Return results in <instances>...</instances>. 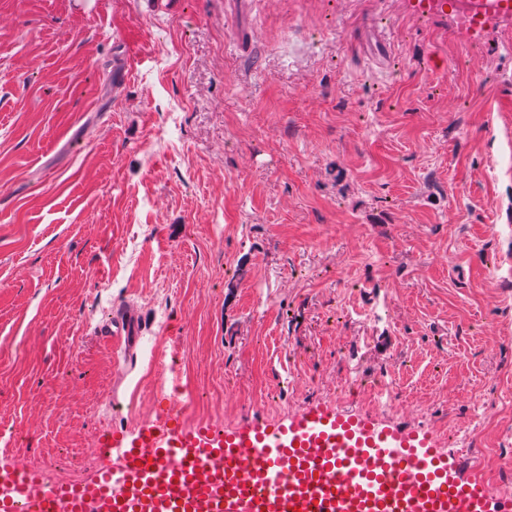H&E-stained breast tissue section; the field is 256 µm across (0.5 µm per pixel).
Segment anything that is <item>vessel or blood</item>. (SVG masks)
<instances>
[{
  "instance_id": "vessel-or-blood-1",
  "label": "vessel or blood",
  "mask_w": 512,
  "mask_h": 512,
  "mask_svg": "<svg viewBox=\"0 0 512 512\" xmlns=\"http://www.w3.org/2000/svg\"><path fill=\"white\" fill-rule=\"evenodd\" d=\"M164 421L112 429L72 481L0 459V512H512L428 433L307 407L219 430Z\"/></svg>"
}]
</instances>
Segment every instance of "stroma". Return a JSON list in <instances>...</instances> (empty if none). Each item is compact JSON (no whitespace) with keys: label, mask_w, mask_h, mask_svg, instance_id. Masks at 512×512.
<instances>
[{"label":"stroma","mask_w":512,"mask_h":512,"mask_svg":"<svg viewBox=\"0 0 512 512\" xmlns=\"http://www.w3.org/2000/svg\"><path fill=\"white\" fill-rule=\"evenodd\" d=\"M511 375L512 23L0 0V454L88 470L176 387L189 426L303 391L453 448Z\"/></svg>","instance_id":"35a3bbf8"}]
</instances>
